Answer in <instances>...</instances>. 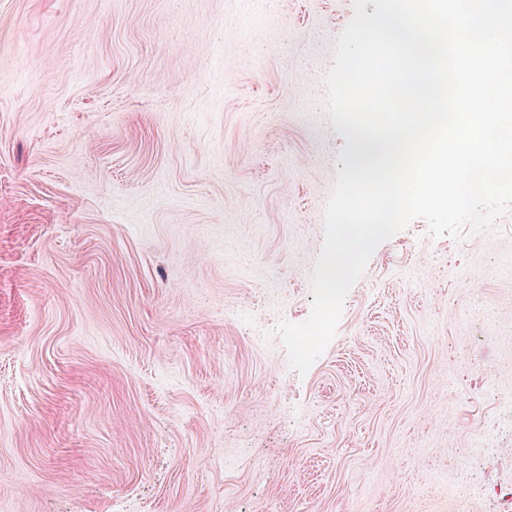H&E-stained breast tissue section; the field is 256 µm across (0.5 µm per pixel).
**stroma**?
Segmentation results:
<instances>
[{"instance_id": "stroma-1", "label": "stroma", "mask_w": 512, "mask_h": 512, "mask_svg": "<svg viewBox=\"0 0 512 512\" xmlns=\"http://www.w3.org/2000/svg\"><path fill=\"white\" fill-rule=\"evenodd\" d=\"M354 0H0V512H498L512 207L374 251L306 374L272 330L347 141Z\"/></svg>"}]
</instances>
